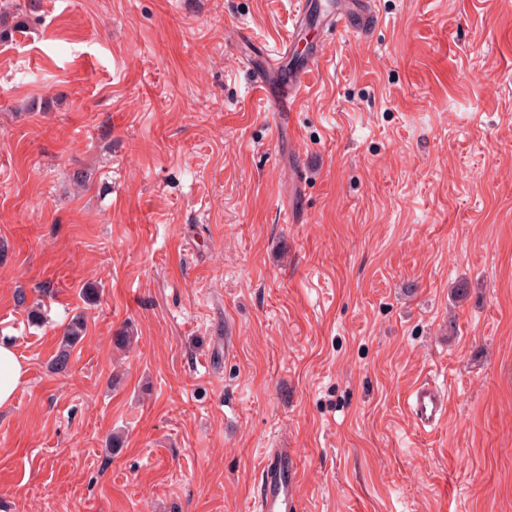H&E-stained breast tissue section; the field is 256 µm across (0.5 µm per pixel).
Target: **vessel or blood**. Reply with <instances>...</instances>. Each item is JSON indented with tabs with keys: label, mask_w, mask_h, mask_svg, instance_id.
<instances>
[{
	"label": "vessel or blood",
	"mask_w": 512,
	"mask_h": 512,
	"mask_svg": "<svg viewBox=\"0 0 512 512\" xmlns=\"http://www.w3.org/2000/svg\"><path fill=\"white\" fill-rule=\"evenodd\" d=\"M331 21L346 30L367 34L375 23L370 0H339ZM296 38V31H289L287 38L268 53L266 66L257 71L254 79L256 88L263 90L269 99L272 122L278 129L302 98L312 74L308 68L288 72L282 68ZM407 409L419 430L435 428L447 416L448 395L434 380H424L410 392ZM259 474L250 512H298L294 490L300 469L291 449H272L263 458Z\"/></svg>",
	"instance_id": "vessel-or-blood-1"
}]
</instances>
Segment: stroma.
Wrapping results in <instances>:
<instances>
[{"label": "stroma", "mask_w": 512, "mask_h": 512, "mask_svg": "<svg viewBox=\"0 0 512 512\" xmlns=\"http://www.w3.org/2000/svg\"><path fill=\"white\" fill-rule=\"evenodd\" d=\"M309 2L294 143V0H0V512H248L270 448L300 512H512V0ZM306 1L295 2V25H292V30L288 31V37L282 40L275 50L268 53L266 66L256 72L254 79L256 88L263 90L269 99L271 112H274L272 122L276 130L282 128V120L302 98L309 86L311 74L317 69L319 55H315L305 69L288 72L281 69L282 63L288 59L292 45L296 42V27L302 21ZM336 12L331 15L330 22L346 30L365 35L375 23L370 0H337ZM355 1V2H354ZM85 323L81 316L73 317L66 325L63 340L53 358L54 369L59 372L68 370L72 347L84 335ZM28 366L17 353L13 341L0 337V409L8 408L19 384L27 377ZM407 409L415 426L426 432L446 418L448 395L434 380L426 379L408 395Z\"/></svg>", "instance_id": "stroma-1"}]
</instances>
